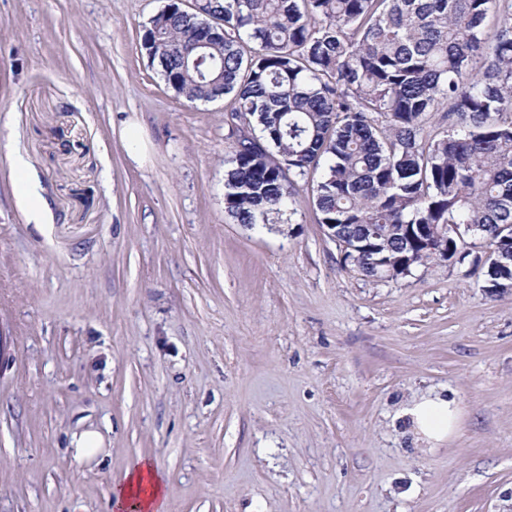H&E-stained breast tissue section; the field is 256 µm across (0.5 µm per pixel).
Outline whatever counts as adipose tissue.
Returning <instances> with one entry per match:
<instances>
[{"label": "adipose tissue", "instance_id": "ef3b65f1", "mask_svg": "<svg viewBox=\"0 0 512 512\" xmlns=\"http://www.w3.org/2000/svg\"><path fill=\"white\" fill-rule=\"evenodd\" d=\"M460 409L455 399L428 396L404 406L398 413L415 443L427 447L448 441L457 431ZM114 512H167L168 495L162 471L144 458L113 492Z\"/></svg>", "mask_w": 512, "mask_h": 512}]
</instances>
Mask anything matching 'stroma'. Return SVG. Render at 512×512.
<instances>
[{"label":"stroma","instance_id":"1","mask_svg":"<svg viewBox=\"0 0 512 512\" xmlns=\"http://www.w3.org/2000/svg\"><path fill=\"white\" fill-rule=\"evenodd\" d=\"M167 3L0 0V512H111L143 458L170 512H512V292L486 247L372 279L306 193L238 224L244 120L141 49ZM436 392L458 430L414 447L397 413ZM86 428L105 447L78 461Z\"/></svg>","mask_w":512,"mask_h":512}]
</instances>
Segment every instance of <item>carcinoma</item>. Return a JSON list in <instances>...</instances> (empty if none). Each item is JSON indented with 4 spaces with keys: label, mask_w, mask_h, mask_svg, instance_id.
I'll use <instances>...</instances> for the list:
<instances>
[{
    "label": "carcinoma",
    "mask_w": 512,
    "mask_h": 512,
    "mask_svg": "<svg viewBox=\"0 0 512 512\" xmlns=\"http://www.w3.org/2000/svg\"><path fill=\"white\" fill-rule=\"evenodd\" d=\"M182 0L142 48L190 102L233 95L258 127L225 174L227 212L273 224L311 183L318 223L386 262L446 260L414 224L477 227L490 288L512 282V0ZM206 42L203 49L199 41ZM448 128H431L438 113ZM344 261L375 277L363 253Z\"/></svg>",
    "instance_id": "cac0c4a2"
}]
</instances>
